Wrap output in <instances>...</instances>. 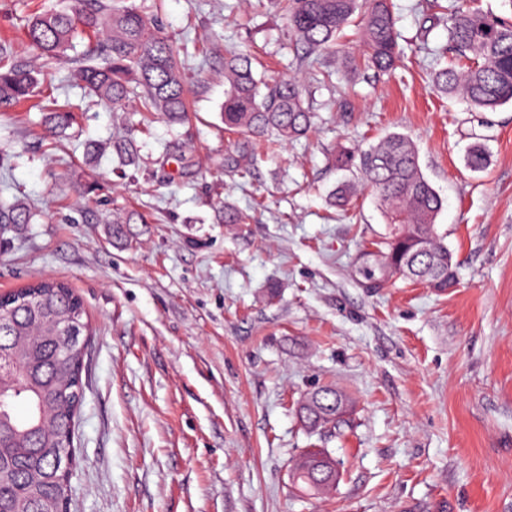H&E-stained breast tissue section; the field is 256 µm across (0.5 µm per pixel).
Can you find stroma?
Masks as SVG:
<instances>
[{"mask_svg": "<svg viewBox=\"0 0 512 512\" xmlns=\"http://www.w3.org/2000/svg\"><path fill=\"white\" fill-rule=\"evenodd\" d=\"M57 2L0 0L17 59L29 15ZM133 2L185 58L194 108L187 125L137 133L139 167L87 160L86 139L140 116L92 104L73 63L42 68L31 101L0 112V201L34 213L0 239V295L64 281L91 326L71 512H512V104L471 110L433 88L448 23L430 18L455 0H393L404 57L391 74L350 70L347 27L319 58L325 83L271 0ZM228 48L254 53L264 80L300 78L317 114L306 138L259 145L245 175L224 167L238 140L221 120ZM48 98L74 114L59 137L35 107ZM393 132L444 200L448 291L364 274L390 226L336 154ZM175 138L189 167L163 156ZM476 143L479 172L464 161ZM347 178L356 195L331 205ZM225 204L246 223H219ZM115 208L147 221L113 239L102 218ZM321 385L353 400L342 429L297 417ZM311 448L342 463L330 494L292 481Z\"/></svg>", "mask_w": 512, "mask_h": 512, "instance_id": "1", "label": "stroma"}]
</instances>
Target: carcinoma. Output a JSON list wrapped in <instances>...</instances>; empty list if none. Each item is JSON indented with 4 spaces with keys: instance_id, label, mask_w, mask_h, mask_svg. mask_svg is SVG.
<instances>
[{
    "instance_id": "carcinoma-1",
    "label": "carcinoma",
    "mask_w": 512,
    "mask_h": 512,
    "mask_svg": "<svg viewBox=\"0 0 512 512\" xmlns=\"http://www.w3.org/2000/svg\"><path fill=\"white\" fill-rule=\"evenodd\" d=\"M288 18L295 40L306 55H320L336 46L346 26L358 23L362 54L367 69L388 73L400 60L392 0H277ZM33 57L46 64L69 59L79 36L88 39V49L74 70L98 102L116 111L130 103L138 105L143 120L159 117L171 126L190 121L188 89L182 62L168 36L156 21L128 0H67L60 9L49 8L33 15L25 31ZM446 51L466 61L434 73L433 84L450 98L464 100L472 109L487 110L512 103V16L472 10L465 0L450 7ZM39 71L13 59L0 44V111L32 96ZM222 120L228 130L240 135L224 166L243 173L255 160L254 138L273 134L288 142L307 135L314 112L305 103L300 82L283 79L261 85L246 53L224 59ZM72 115L55 110L45 117L54 130L67 128ZM112 153L126 166H138L134 131L112 139ZM336 163L343 169L358 167L385 207L391 235L386 250L372 255L365 268L370 278L399 276L445 291L456 282L453 257L436 228L443 200L420 170L418 151L412 141L392 134L357 153L342 148ZM488 165L485 150L474 146L467 166L481 171ZM34 213L21 203L0 206L3 230L32 223ZM112 237L126 236L124 225L143 224L136 210L116 209L105 216ZM81 298L62 282L40 280L6 295L0 301V363L24 358L28 344L42 336L70 340L87 335ZM82 360L62 359L54 342L39 345L37 365L30 373L24 393H13L15 380L0 375L4 397L0 405V455L17 462L14 470L0 476V505L11 507L23 492L26 512H58L65 494V477L58 471L57 454L41 458L39 468L56 475L46 491L35 477L30 457L41 448H66L75 439L78 407L71 399L77 391L78 366ZM28 406L19 420L16 402ZM349 399L331 386L314 396H305L297 409L298 419L310 430L336 424L346 414ZM323 460L316 453L303 454L292 468V480L302 490L320 494L326 487Z\"/></svg>"
}]
</instances>
